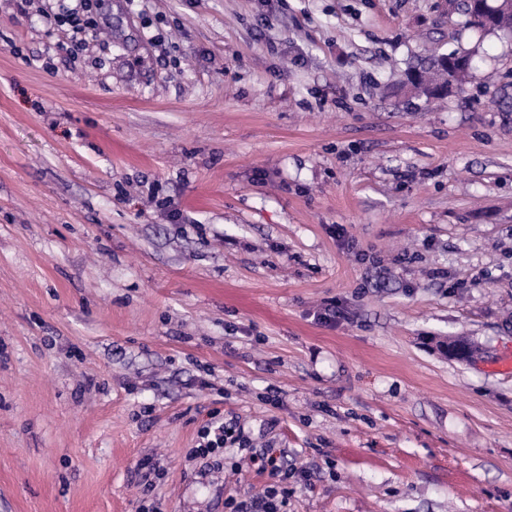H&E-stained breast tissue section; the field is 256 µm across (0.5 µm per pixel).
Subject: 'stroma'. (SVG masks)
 Instances as JSON below:
<instances>
[{"mask_svg":"<svg viewBox=\"0 0 512 512\" xmlns=\"http://www.w3.org/2000/svg\"><path fill=\"white\" fill-rule=\"evenodd\" d=\"M56 6L0 0V512H138L145 459L159 512H224L263 478L190 457L213 421L311 471L288 512H512V35L448 0ZM462 50L471 83L402 89ZM93 1L98 0H80L77 2L75 8L67 9L57 16V22L60 25H69L76 30H82L91 25V20L88 17V11L92 7Z\"/></svg>","mask_w":512,"mask_h":512,"instance_id":"stroma-1","label":"stroma"}]
</instances>
